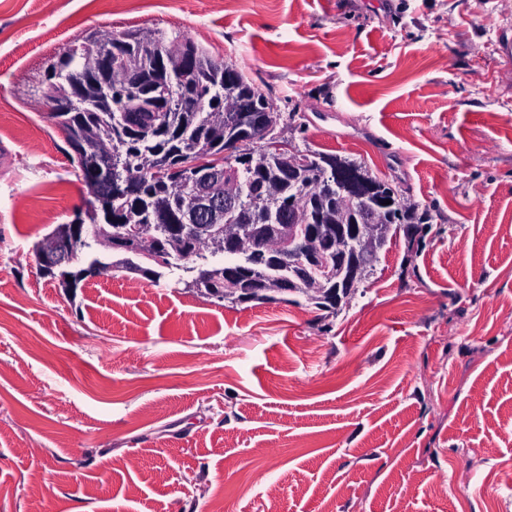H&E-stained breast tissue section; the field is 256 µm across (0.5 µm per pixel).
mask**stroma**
<instances>
[{
  "label": "stroma",
  "instance_id": "obj_1",
  "mask_svg": "<svg viewBox=\"0 0 512 512\" xmlns=\"http://www.w3.org/2000/svg\"><path fill=\"white\" fill-rule=\"evenodd\" d=\"M510 23L512 0H0V512H512ZM127 29L236 65L290 148L432 222L333 313L42 275L89 193L40 83Z\"/></svg>",
  "mask_w": 512,
  "mask_h": 512
}]
</instances>
